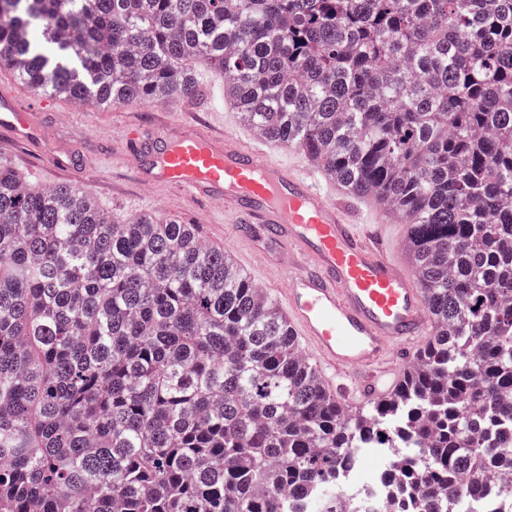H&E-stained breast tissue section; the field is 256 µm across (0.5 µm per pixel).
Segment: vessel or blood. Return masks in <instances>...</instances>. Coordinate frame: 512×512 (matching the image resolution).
<instances>
[{"label":"vessel or blood","instance_id":"b4317fda","mask_svg":"<svg viewBox=\"0 0 512 512\" xmlns=\"http://www.w3.org/2000/svg\"><path fill=\"white\" fill-rule=\"evenodd\" d=\"M32 112L1 95L0 134L39 140ZM123 137L144 184L224 204L242 236L260 230L289 271L286 288L267 296L326 391L349 409L391 395L400 381L393 354L427 343L436 321L406 247L389 248L370 230L401 220L379 192L352 190L310 156L290 164V144L273 145L254 129L245 144L191 127L158 140L129 125Z\"/></svg>","mask_w":512,"mask_h":512}]
</instances>
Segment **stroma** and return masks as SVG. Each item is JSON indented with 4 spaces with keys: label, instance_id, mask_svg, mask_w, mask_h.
I'll use <instances>...</instances> for the list:
<instances>
[{
    "label": "stroma",
    "instance_id": "1",
    "mask_svg": "<svg viewBox=\"0 0 512 512\" xmlns=\"http://www.w3.org/2000/svg\"><path fill=\"white\" fill-rule=\"evenodd\" d=\"M202 91L194 99H170L153 105H116L102 108L91 103L71 108L68 100L55 99L53 111H38L36 122L43 131L39 147L23 143L0 144V162L9 163L36 188L66 185L85 189L114 221L142 212L160 218H175L195 225L210 245L240 254L254 269L253 281L259 287H283L284 274L258 237L236 238L234 222L223 206L190 198L174 185L145 187L139 175L124 158L122 129L136 123L149 133L164 135L193 125L213 135L235 136L244 127L232 121L224 110V77L209 66L193 67ZM65 152L78 161L74 167L46 168L39 174L31 169L38 152Z\"/></svg>",
    "mask_w": 512,
    "mask_h": 512
}]
</instances>
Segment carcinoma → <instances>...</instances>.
Wrapping results in <instances>:
<instances>
[{"label":"carcinoma","instance_id":"obj_1","mask_svg":"<svg viewBox=\"0 0 512 512\" xmlns=\"http://www.w3.org/2000/svg\"><path fill=\"white\" fill-rule=\"evenodd\" d=\"M241 120L408 224L436 336L394 394L326 392L275 304L176 221L0 165V512H458L512 472V0H0V69Z\"/></svg>","mask_w":512,"mask_h":512}]
</instances>
